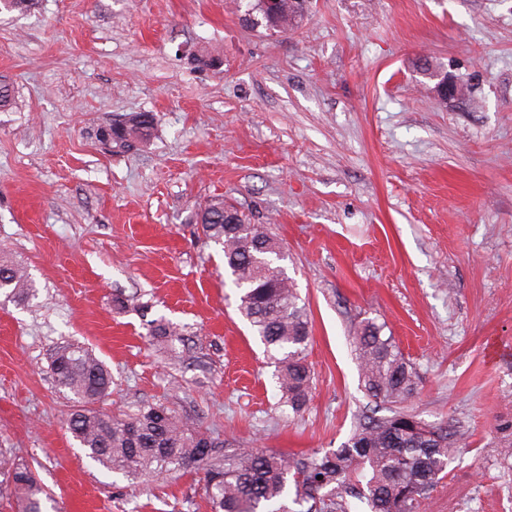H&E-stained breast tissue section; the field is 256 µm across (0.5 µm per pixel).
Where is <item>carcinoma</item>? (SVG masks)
<instances>
[{"label":"carcinoma","instance_id":"1","mask_svg":"<svg viewBox=\"0 0 512 512\" xmlns=\"http://www.w3.org/2000/svg\"><path fill=\"white\" fill-rule=\"evenodd\" d=\"M305 0H278L274 9L250 0L245 20L260 16L268 30L285 32L302 16ZM136 113L125 121L112 147L130 151L149 136L152 124ZM205 238L221 246L224 264L239 290L238 310L275 364L281 404L294 414L304 410L313 385L305 350L310 340L308 311L281 261L279 241L263 224L246 216L224 223V200L200 210ZM0 291L6 298L28 299L26 270L0 263ZM384 326L372 320L354 336L365 391L394 405L387 416L366 415L339 448L315 450L292 460L266 448H242L191 429L163 403L148 404L116 416L97 408L110 393L112 374L94 351L79 343L54 349L50 366L57 385L70 393L74 409L67 428L92 461L130 479L152 473L196 471L211 512H290L282 505L289 492L307 503L306 512H349L366 503L371 512H421L433 487L447 475L456 439L446 424H428L405 410L417 394L416 372L405 361ZM146 336L170 352L183 343L178 326L160 317L146 321ZM0 473L19 512H44L50 499L25 464L1 455ZM322 479H317V476Z\"/></svg>","mask_w":512,"mask_h":512}]
</instances>
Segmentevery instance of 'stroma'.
<instances>
[{"label": "stroma", "mask_w": 512, "mask_h": 512, "mask_svg": "<svg viewBox=\"0 0 512 512\" xmlns=\"http://www.w3.org/2000/svg\"><path fill=\"white\" fill-rule=\"evenodd\" d=\"M247 0H33L0 11V452L52 490L47 512H210L198 474L133 482L88 459L49 367L63 342L112 372V413L173 406L189 426L285 457L339 448L376 405L352 338L382 324L418 375L406 408L457 453L423 512H512V0H311L291 30ZM214 48L221 64L191 57ZM467 87L441 98L436 75ZM147 112L150 139L101 127ZM280 240L311 320L312 398L282 411L200 204ZM129 299L121 312L114 295ZM184 325L181 358L146 336ZM3 290L6 298L13 300L29 299V276L23 267L0 263V294Z\"/></svg>", "instance_id": "stroma-1"}]
</instances>
